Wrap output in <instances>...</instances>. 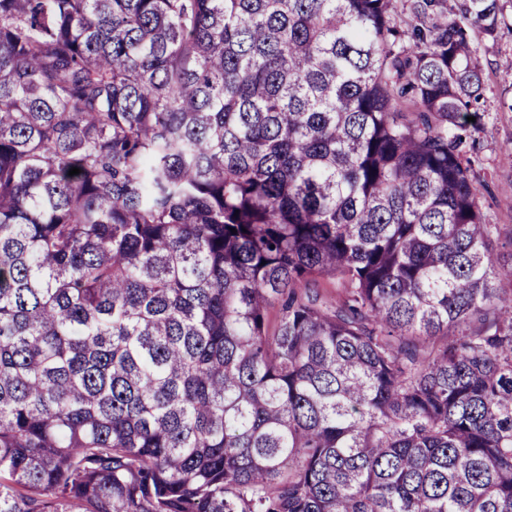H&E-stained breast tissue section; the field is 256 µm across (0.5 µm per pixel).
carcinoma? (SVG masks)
Instances as JSON below:
<instances>
[{"instance_id": "obj_1", "label": "carcinoma", "mask_w": 512, "mask_h": 512, "mask_svg": "<svg viewBox=\"0 0 512 512\" xmlns=\"http://www.w3.org/2000/svg\"><path fill=\"white\" fill-rule=\"evenodd\" d=\"M504 29L0 0V512H512V225L467 120Z\"/></svg>"}]
</instances>
